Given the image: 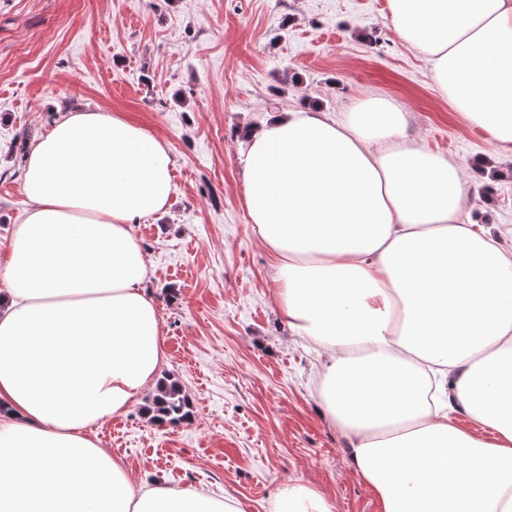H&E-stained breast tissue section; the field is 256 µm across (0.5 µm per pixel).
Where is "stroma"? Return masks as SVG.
I'll use <instances>...</instances> for the list:
<instances>
[{
	"instance_id": "obj_1",
	"label": "stroma",
	"mask_w": 512,
	"mask_h": 512,
	"mask_svg": "<svg viewBox=\"0 0 512 512\" xmlns=\"http://www.w3.org/2000/svg\"><path fill=\"white\" fill-rule=\"evenodd\" d=\"M369 94L396 101L408 138L459 162L464 223L512 247V157L441 98L387 0H0V249L28 209L20 172L33 135L100 108L166 141L167 210L136 225L165 358L190 420L154 421L153 389L89 435L135 482L194 488L272 512L291 481L333 512H381L318 398L321 349L275 299V258L244 210L240 131L317 104L343 118Z\"/></svg>"
}]
</instances>
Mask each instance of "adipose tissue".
<instances>
[{
    "label": "adipose tissue",
    "mask_w": 512,
    "mask_h": 512,
    "mask_svg": "<svg viewBox=\"0 0 512 512\" xmlns=\"http://www.w3.org/2000/svg\"><path fill=\"white\" fill-rule=\"evenodd\" d=\"M438 94L512 154V0H388ZM338 120L283 111L250 129L244 205L277 256L289 327L326 354L318 396L382 512H512V250L460 214L459 163L408 139L395 102ZM167 143L101 109L30 145L25 218L0 256V512H243L194 489L133 485L88 436L164 357L134 224L166 210ZM462 413L496 436L454 423ZM275 512H331L304 484Z\"/></svg>",
    "instance_id": "1"
}]
</instances>
